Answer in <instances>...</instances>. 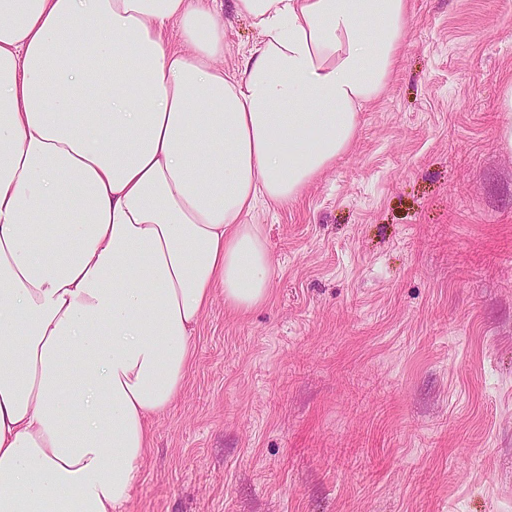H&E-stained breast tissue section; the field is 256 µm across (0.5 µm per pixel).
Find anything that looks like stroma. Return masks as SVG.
<instances>
[{
    "instance_id": "1",
    "label": "stroma",
    "mask_w": 512,
    "mask_h": 512,
    "mask_svg": "<svg viewBox=\"0 0 512 512\" xmlns=\"http://www.w3.org/2000/svg\"><path fill=\"white\" fill-rule=\"evenodd\" d=\"M412 7L350 150L257 212L271 299L215 296L124 512H512V0Z\"/></svg>"
}]
</instances>
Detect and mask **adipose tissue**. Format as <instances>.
Listing matches in <instances>:
<instances>
[{
    "mask_svg": "<svg viewBox=\"0 0 512 512\" xmlns=\"http://www.w3.org/2000/svg\"><path fill=\"white\" fill-rule=\"evenodd\" d=\"M228 7L259 34L231 70ZM410 16L0 0V512H122L215 292L237 312L271 296L257 205L295 203L348 152Z\"/></svg>",
    "mask_w": 512,
    "mask_h": 512,
    "instance_id": "obj_1",
    "label": "adipose tissue"
}]
</instances>
